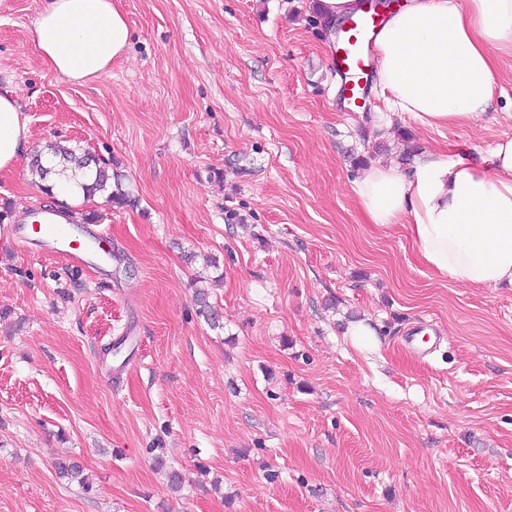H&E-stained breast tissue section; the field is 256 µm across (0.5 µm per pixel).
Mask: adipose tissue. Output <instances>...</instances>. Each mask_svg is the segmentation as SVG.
<instances>
[{
	"label": "adipose tissue",
	"mask_w": 512,
	"mask_h": 512,
	"mask_svg": "<svg viewBox=\"0 0 512 512\" xmlns=\"http://www.w3.org/2000/svg\"><path fill=\"white\" fill-rule=\"evenodd\" d=\"M129 38L119 0H45L31 32L44 63L70 82L107 73ZM503 49L512 50V0H408L378 38V87L389 111L421 126L472 123L490 107ZM29 138L16 98L0 93V172ZM351 190L370 223H408L435 273L472 288L512 285V138L478 162L431 151L408 170L379 162Z\"/></svg>",
	"instance_id": "ef3b65f1"
}]
</instances>
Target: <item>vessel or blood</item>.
I'll use <instances>...</instances> for the list:
<instances>
[{
	"instance_id": "vessel-or-blood-1",
	"label": "vessel or blood",
	"mask_w": 512,
	"mask_h": 512,
	"mask_svg": "<svg viewBox=\"0 0 512 512\" xmlns=\"http://www.w3.org/2000/svg\"><path fill=\"white\" fill-rule=\"evenodd\" d=\"M383 22L382 15L370 7L348 18L343 31L336 35L330 66L340 80L339 99L343 105H358L366 95L375 64L374 45ZM32 238L48 253L74 267L96 265L101 260L94 243L73 236L61 238L55 216L40 209L28 211L24 223L12 229L15 245H24Z\"/></svg>"
}]
</instances>
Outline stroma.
<instances>
[{
  "label": "stroma",
  "instance_id": "obj_1",
  "mask_svg": "<svg viewBox=\"0 0 512 512\" xmlns=\"http://www.w3.org/2000/svg\"><path fill=\"white\" fill-rule=\"evenodd\" d=\"M42 5L0 0V92L30 151L80 145L130 200L65 205L98 216L96 273L13 245L47 197L28 154L0 174V512H512V285L434 273L350 190L512 138V56L491 112L429 129L376 89L339 111L314 0H120L129 47L82 84L34 47ZM421 321L425 354L399 343Z\"/></svg>",
  "mask_w": 512,
  "mask_h": 512
}]
</instances>
